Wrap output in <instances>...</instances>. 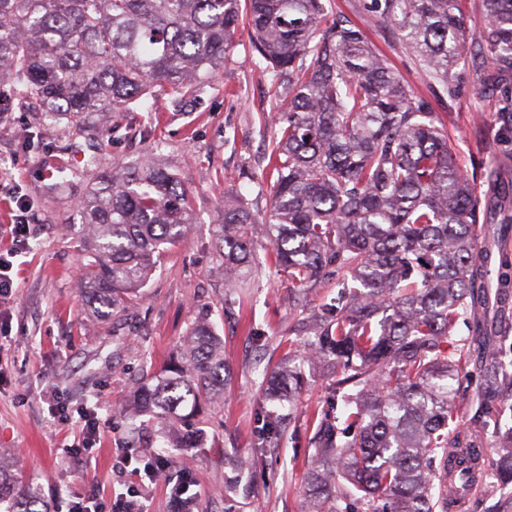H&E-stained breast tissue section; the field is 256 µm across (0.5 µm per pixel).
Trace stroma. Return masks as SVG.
<instances>
[{
	"instance_id": "obj_1",
	"label": "stroma",
	"mask_w": 512,
	"mask_h": 512,
	"mask_svg": "<svg viewBox=\"0 0 512 512\" xmlns=\"http://www.w3.org/2000/svg\"><path fill=\"white\" fill-rule=\"evenodd\" d=\"M369 43L386 55L416 94L429 96L415 58L403 51L364 6V0H332ZM272 77L239 30L219 72L195 97L173 103L154 90L127 112H108L116 132L98 146L102 167L129 165L152 156L176 171L193 201L191 232L164 257L143 290L138 310L109 318L91 314L79 287L82 258L72 218L91 178L71 154L66 126L24 140L36 115L15 111L0 118V225L28 221L29 247L13 260L16 290L0 302V457L13 474L70 512L78 495L95 494L102 512H121L120 493L135 486L137 512H172V488L189 479L197 512H308L302 490L313 453L311 413L331 391V369L309 364L294 427L274 448L258 447L256 419L264 403L263 377L295 336L300 309L288 303L286 275L268 261L246 288L224 287L218 243L224 195L240 191L255 213L269 208L265 158L275 136L263 115L273 101ZM497 103L480 75L467 71L452 105L440 115L466 171L512 181V140L495 120ZM70 168L66 188L48 193L51 168ZM26 210H18L17 200ZM211 317L233 372L224 400L207 405L201 419L206 439L198 448L160 449L161 429L131 430L119 417L139 379L172 359L189 328ZM72 411L62 421L50 413L55 400ZM96 410V446L87 456H68L82 437V407ZM169 460L165 481L133 475L157 455ZM250 466L233 497H225L224 457Z\"/></svg>"
}]
</instances>
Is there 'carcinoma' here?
I'll list each match as a JSON object with an SVG mask.
<instances>
[{"label":"carcinoma","instance_id":"carcinoma-1","mask_svg":"<svg viewBox=\"0 0 512 512\" xmlns=\"http://www.w3.org/2000/svg\"><path fill=\"white\" fill-rule=\"evenodd\" d=\"M330 0H0V87L40 102L39 126L64 123L94 141L110 135L99 112H117L162 87L178 101L224 66L245 16L266 63L274 116L267 156L272 204L258 218L224 195L219 228L224 285L241 287L255 268L253 236L288 276L293 304L336 282V297L293 326L306 360L336 374L343 407L309 417L314 428L304 494L311 512H448L455 453L499 416L512 375L479 315L493 253L477 247L478 224L512 228V184L490 195L463 172L429 101L414 95L363 32L329 10ZM436 93L455 97L467 62L489 61L497 121L512 133V0H482L484 25L467 31L461 0H369ZM92 177L80 200L82 290L90 308L124 311L194 223L178 174L151 157L134 166L81 160ZM358 284L348 289V281ZM471 320L467 363L485 383L465 436H449L461 360L446 352L456 322ZM230 369L208 321L187 332L180 356L135 395L137 412L165 433L224 396ZM296 359L266 376V399L293 404ZM292 414L258 418L260 447L276 444ZM509 444L496 449L497 477L512 483ZM0 512H51L33 488L0 466Z\"/></svg>","mask_w":512,"mask_h":512}]
</instances>
